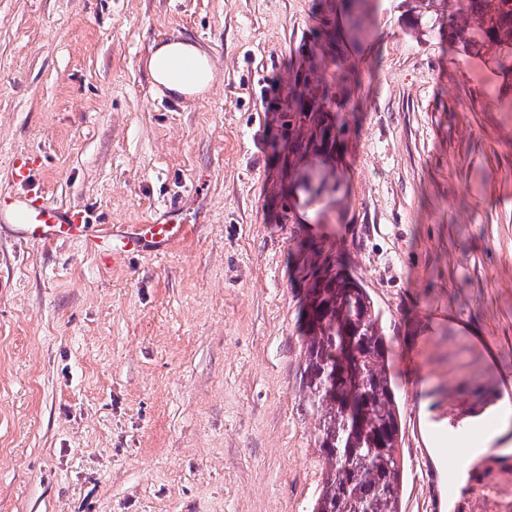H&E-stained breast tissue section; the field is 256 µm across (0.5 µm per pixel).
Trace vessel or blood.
Masks as SVG:
<instances>
[{"mask_svg":"<svg viewBox=\"0 0 512 512\" xmlns=\"http://www.w3.org/2000/svg\"><path fill=\"white\" fill-rule=\"evenodd\" d=\"M11 177L19 190L0 200V225L12 228L26 240L57 244L80 239L98 250L111 246L113 258L122 259L149 245H168L184 231L180 224H139L120 233L103 235L88 222L83 209L57 205L40 189L32 187V165L28 158L14 159Z\"/></svg>","mask_w":512,"mask_h":512,"instance_id":"vessel-or-blood-1","label":"vessel or blood"}]
</instances>
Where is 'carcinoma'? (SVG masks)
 <instances>
[{
  "label": "carcinoma",
  "mask_w": 512,
  "mask_h": 512,
  "mask_svg": "<svg viewBox=\"0 0 512 512\" xmlns=\"http://www.w3.org/2000/svg\"><path fill=\"white\" fill-rule=\"evenodd\" d=\"M414 31L448 24V43L467 58L492 65L512 87V0H412ZM323 113H288V143L324 134ZM330 174L313 164L300 181L309 200H322ZM303 310L314 313L302 329V384L306 411L316 416L314 444L324 458L321 488L312 512H400L402 470L395 382L388 373V340L379 311L361 284L349 287L331 254L318 251L305 268ZM355 340L362 390L349 403L336 399L330 375L342 354L339 338Z\"/></svg>",
  "instance_id": "carcinoma-1"
}]
</instances>
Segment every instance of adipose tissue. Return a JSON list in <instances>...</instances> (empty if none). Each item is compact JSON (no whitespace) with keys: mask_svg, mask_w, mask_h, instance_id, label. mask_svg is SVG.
I'll list each match as a JSON object with an SVG mask.
<instances>
[{"mask_svg":"<svg viewBox=\"0 0 512 512\" xmlns=\"http://www.w3.org/2000/svg\"><path fill=\"white\" fill-rule=\"evenodd\" d=\"M206 65L207 56L202 49L180 40L157 44L147 63L153 81L176 98L205 93L210 83L204 72Z\"/></svg>","mask_w":512,"mask_h":512,"instance_id":"1","label":"adipose tissue"}]
</instances>
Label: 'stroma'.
Wrapping results in <instances>:
<instances>
[{
	"label": "stroma",
	"instance_id": "stroma-1",
	"mask_svg": "<svg viewBox=\"0 0 512 512\" xmlns=\"http://www.w3.org/2000/svg\"><path fill=\"white\" fill-rule=\"evenodd\" d=\"M0 0V197L25 155L96 224L186 225L165 254L0 234V512H311L301 242L382 313L401 512H452L470 405L512 406V90L415 36L403 0ZM212 58L156 89L154 45ZM348 77L308 204L288 115ZM193 59L199 65L201 74L193 82H188L182 73L181 62ZM206 53L198 46L180 40L160 42L148 59L147 67L151 78L163 91L172 97L203 95L210 83L207 74ZM330 174L321 169L317 164H312L304 174L299 183L300 187L309 195V201L323 200L328 192Z\"/></svg>",
	"mask_w": 512,
	"mask_h": 512
}]
</instances>
